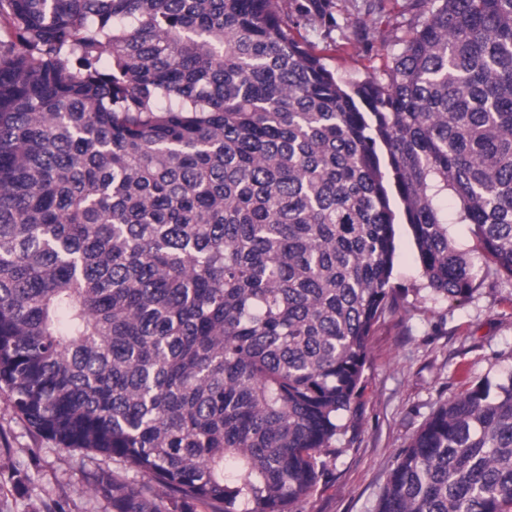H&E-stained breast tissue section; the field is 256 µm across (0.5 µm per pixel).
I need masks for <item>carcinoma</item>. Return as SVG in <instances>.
I'll return each instance as SVG.
<instances>
[{"instance_id": "1", "label": "carcinoma", "mask_w": 512, "mask_h": 512, "mask_svg": "<svg viewBox=\"0 0 512 512\" xmlns=\"http://www.w3.org/2000/svg\"><path fill=\"white\" fill-rule=\"evenodd\" d=\"M0 0V393L142 480L111 512H297L395 301L512 280V0H414L386 79L297 39L332 0ZM386 150L382 163L380 150ZM376 512H512V377L440 402ZM395 231L397 258L393 268L392 282L402 288L419 287L424 280L416 260L410 229L406 224H396ZM450 228L457 244L469 251L475 267L484 268L487 260L482 253L478 239L472 232V226L470 224H453Z\"/></svg>"}]
</instances>
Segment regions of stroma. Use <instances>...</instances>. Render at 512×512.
Masks as SVG:
<instances>
[{
  "label": "stroma",
  "mask_w": 512,
  "mask_h": 512,
  "mask_svg": "<svg viewBox=\"0 0 512 512\" xmlns=\"http://www.w3.org/2000/svg\"><path fill=\"white\" fill-rule=\"evenodd\" d=\"M334 31L304 23L294 35L349 80L382 75L399 40L417 23L412 0H383L366 30L353 20L362 0H333ZM392 281L421 286L422 270L407 225L395 227ZM512 379V287L479 284L470 299L436 303L411 299L388 309L367 343L362 390L344 417L338 456L327 457L328 477L298 506L299 512H375L387 476L410 436L437 403L469 381ZM138 479L127 462H91L81 452L36 435L0 396V512H105L89 488L96 469Z\"/></svg>",
  "instance_id": "stroma-1"
}]
</instances>
